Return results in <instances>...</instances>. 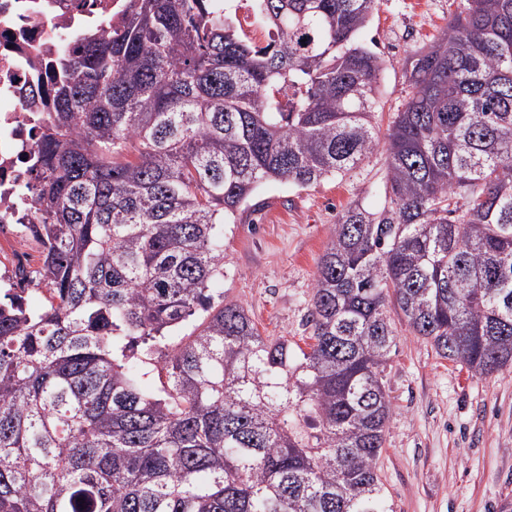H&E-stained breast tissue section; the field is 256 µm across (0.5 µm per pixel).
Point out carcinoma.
I'll return each mask as SVG.
<instances>
[{"mask_svg":"<svg viewBox=\"0 0 512 512\" xmlns=\"http://www.w3.org/2000/svg\"><path fill=\"white\" fill-rule=\"evenodd\" d=\"M230 2L129 0L51 65L45 301H0V512H393L389 308L476 375L512 366V0H453L411 62L385 203L339 216L306 350L214 303L223 229L374 151L376 0H255L264 45Z\"/></svg>","mask_w":512,"mask_h":512,"instance_id":"carcinoma-1","label":"carcinoma"}]
</instances>
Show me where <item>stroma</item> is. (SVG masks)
<instances>
[{
	"label": "stroma",
	"mask_w": 512,
	"mask_h": 512,
	"mask_svg": "<svg viewBox=\"0 0 512 512\" xmlns=\"http://www.w3.org/2000/svg\"><path fill=\"white\" fill-rule=\"evenodd\" d=\"M451 0H378L360 35L378 54V144L350 175L295 188L268 181L256 210L224 227L225 299L262 336H306L317 264L352 202L385 201L387 134L408 90L407 62L453 19ZM383 372L393 415L378 466L394 512H500L512 500V367L479 376L438 357L392 316Z\"/></svg>",
	"instance_id": "obj_1"
}]
</instances>
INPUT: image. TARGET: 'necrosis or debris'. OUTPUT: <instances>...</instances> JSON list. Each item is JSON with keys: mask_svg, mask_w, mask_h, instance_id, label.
<instances>
[{"mask_svg": "<svg viewBox=\"0 0 512 512\" xmlns=\"http://www.w3.org/2000/svg\"><path fill=\"white\" fill-rule=\"evenodd\" d=\"M126 0H0V245L13 242L10 267L0 271L7 296H26L29 238L38 175L28 162L41 126L47 70L61 41L106 31Z\"/></svg>", "mask_w": 512, "mask_h": 512, "instance_id": "1", "label": "necrosis or debris"}]
</instances>
